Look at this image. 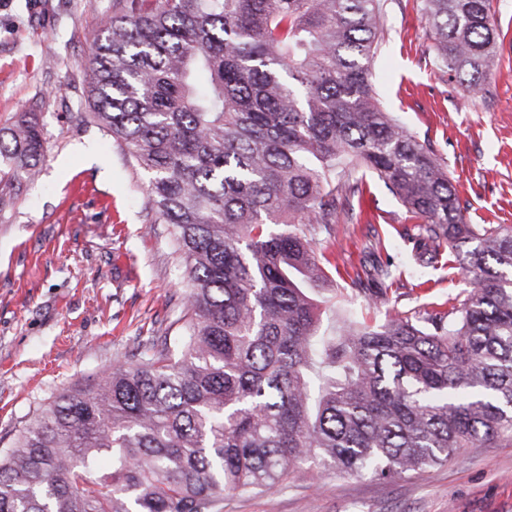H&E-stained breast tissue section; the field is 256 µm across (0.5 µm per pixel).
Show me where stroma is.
I'll list each match as a JSON object with an SVG mask.
<instances>
[{"label": "stroma", "mask_w": 512, "mask_h": 512, "mask_svg": "<svg viewBox=\"0 0 512 512\" xmlns=\"http://www.w3.org/2000/svg\"><path fill=\"white\" fill-rule=\"evenodd\" d=\"M420 0H388L373 65L382 107L430 144L471 224L512 225V0H490L500 30L481 93L464 95L428 50ZM112 0H0V134L35 113L46 152L11 197L0 181V448L39 403L93 382L146 339L182 332L186 276L173 229L147 216L144 174L88 120L91 59ZM418 217L371 174L317 253L356 273L391 261L385 314L424 315L471 290L447 257L416 270ZM224 512H512V440L465 448L393 479L326 474L226 496Z\"/></svg>", "instance_id": "obj_1"}]
</instances>
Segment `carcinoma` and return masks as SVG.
Segmentation results:
<instances>
[{"label":"carcinoma","mask_w":512,"mask_h":512,"mask_svg":"<svg viewBox=\"0 0 512 512\" xmlns=\"http://www.w3.org/2000/svg\"><path fill=\"white\" fill-rule=\"evenodd\" d=\"M440 70L471 94L496 61L488 0H422ZM385 0H112L94 112L147 176L189 291L183 334L65 388L0 450V512H224L229 493L330 470L392 479L512 439V225L469 224L432 148L371 68ZM21 191L44 158L24 112L0 136ZM376 176L421 216L469 295L370 324L309 238ZM390 265L355 273L367 304Z\"/></svg>","instance_id":"obj_1"}]
</instances>
